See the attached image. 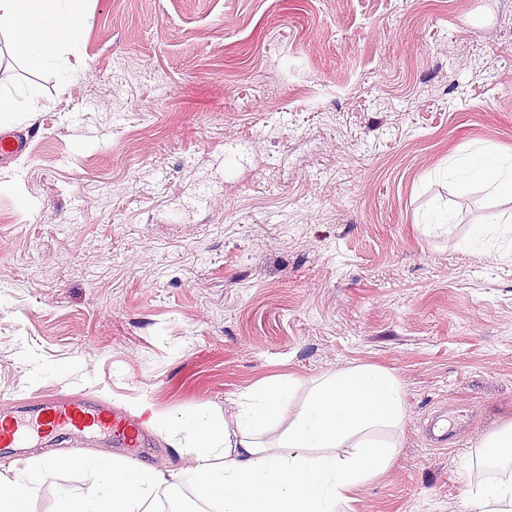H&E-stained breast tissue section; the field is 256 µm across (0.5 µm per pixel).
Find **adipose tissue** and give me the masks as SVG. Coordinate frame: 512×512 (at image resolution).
I'll use <instances>...</instances> for the list:
<instances>
[{
    "label": "adipose tissue",
    "instance_id": "obj_1",
    "mask_svg": "<svg viewBox=\"0 0 512 512\" xmlns=\"http://www.w3.org/2000/svg\"><path fill=\"white\" fill-rule=\"evenodd\" d=\"M88 16L80 0H0V36L21 45L32 68L75 81L61 49L83 41ZM455 181L480 184L487 195L512 200V158L476 151L448 168ZM405 409L397 379L359 365L316 379L272 378L235 402L231 417L193 409L158 418L181 435L189 461L177 470L133 461L80 458L73 467L94 474L81 496L60 491L56 512H152L162 487L187 484L211 512H341L350 491L394 461ZM38 480L34 471L0 470V512H26ZM469 512H512V478L471 487Z\"/></svg>",
    "mask_w": 512,
    "mask_h": 512
}]
</instances>
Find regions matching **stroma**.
I'll use <instances>...</instances> for the list:
<instances>
[{
    "label": "stroma",
    "mask_w": 512,
    "mask_h": 512,
    "mask_svg": "<svg viewBox=\"0 0 512 512\" xmlns=\"http://www.w3.org/2000/svg\"><path fill=\"white\" fill-rule=\"evenodd\" d=\"M64 86L17 49L38 136L0 161V401L90 393L129 415L390 371L395 462L350 512H468L512 422V207L445 168L512 154V0H89ZM453 215L433 232L434 206ZM466 405L457 444L422 429ZM88 474L44 473L28 512ZM485 456L495 461L512 462V424L486 436L481 442Z\"/></svg>",
    "instance_id": "1"
}]
</instances>
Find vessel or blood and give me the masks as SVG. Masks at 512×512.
<instances>
[{
    "label": "vessel or blood",
    "instance_id": "obj_1",
    "mask_svg": "<svg viewBox=\"0 0 512 512\" xmlns=\"http://www.w3.org/2000/svg\"><path fill=\"white\" fill-rule=\"evenodd\" d=\"M34 135L31 129L0 134V156L22 153ZM60 437L74 449L100 448L107 453L115 448H141L146 443L141 422L86 393H45L14 410L0 407L1 448L49 447Z\"/></svg>",
    "mask_w": 512,
    "mask_h": 512
}]
</instances>
